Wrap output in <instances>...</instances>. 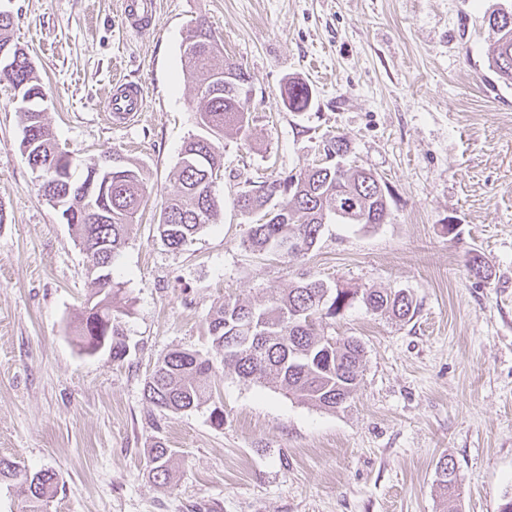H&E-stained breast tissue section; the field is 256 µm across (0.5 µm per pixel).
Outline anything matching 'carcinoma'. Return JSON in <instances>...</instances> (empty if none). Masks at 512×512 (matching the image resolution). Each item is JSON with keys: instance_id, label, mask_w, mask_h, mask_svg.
<instances>
[{"instance_id": "cac0c4a2", "label": "carcinoma", "mask_w": 512, "mask_h": 512, "mask_svg": "<svg viewBox=\"0 0 512 512\" xmlns=\"http://www.w3.org/2000/svg\"><path fill=\"white\" fill-rule=\"evenodd\" d=\"M488 25L494 40L486 52L488 67L507 87L512 86V19L493 12ZM12 13L0 12V46L18 47L13 40ZM216 38L206 20L197 19L187 30L184 41H200L203 34ZM184 75L195 85L201 102L199 122L207 135L188 139L181 151L179 168L168 194L156 232L160 241L179 250L213 223L221 202L210 196V188L224 168L223 145L219 136L224 129L246 132L249 116L245 112L250 86L243 83L247 71L242 65L202 47L191 56H181ZM220 70L235 80L224 83V93L210 95L203 91L211 72ZM14 86L24 85L39 96L44 89L34 75L31 58L25 50L15 57V69L0 75ZM285 105L292 112H304L312 103V91L303 82L290 81L281 91ZM20 148L30 163L46 172L53 167L70 168L71 184L87 183L94 165L79 169V159L61 152L46 117L37 122L35 131L22 138ZM348 145L333 137L322 143L321 160L313 167L283 179L250 182V197H237L239 210L258 214L262 222L251 225L248 246L260 254L298 257L307 254L319 239L326 224H386L389 220L388 187L365 175L357 167L336 168V154ZM146 169L139 161L121 158V169L112 173V185L94 197L96 208L107 221L96 224L82 198L72 194L67 199L71 211L68 226L81 250L103 252L107 266L94 272L99 298L90 302L72 322L75 345L89 352L94 333L106 337L112 360H123L129 346L122 328L124 310L114 298L120 291L112 278L114 257L134 226L145 205ZM325 283L301 279L287 292L258 306L240 299H228L208 321L207 332L212 349L220 362L240 379L262 382L274 376L286 394L319 409L343 408L360 382L364 357L361 342L353 337L338 339L325 332L328 321L336 318L361 296L367 308L396 318L416 311L409 291L368 289L363 293L350 288L332 289L323 300ZM214 358L192 350H173L155 366L144 386V397L161 413L177 414L199 409L212 399ZM170 449L162 441L151 448L154 479L168 482ZM438 474L444 490L455 492L457 475L453 460L439 461ZM6 483L27 503L28 512H44V505L57 488V475L51 469L30 471L18 462L0 457V483Z\"/></svg>"}]
</instances>
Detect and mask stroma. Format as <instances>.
Wrapping results in <instances>:
<instances>
[{"label":"stroma","mask_w":512,"mask_h":512,"mask_svg":"<svg viewBox=\"0 0 512 512\" xmlns=\"http://www.w3.org/2000/svg\"><path fill=\"white\" fill-rule=\"evenodd\" d=\"M512 0H161L132 35L118 0H11L60 150L89 162L117 151L144 163L148 203L112 267L129 353L81 354L69 323L96 286L20 150L17 93L0 82V456L49 468L47 512H501L512 499V88L495 81L486 18ZM215 27L248 71L247 135L224 132V207L182 250L156 238L199 101L180 45ZM142 84L147 112L104 121L113 74ZM291 80L313 91L289 111ZM347 140L349 163L388 185L391 219L327 224L298 258L247 248L234 205L246 179L283 178ZM455 232H447V225ZM481 257L487 277L468 261ZM408 290L392 319L354 302L329 332L361 341L362 380L345 407L286 396L217 368L209 407L163 416L144 398L175 348L210 351L207 320L226 298L265 301L301 278ZM172 450L170 481L150 446ZM456 466L457 494L437 485ZM170 449L167 448L163 441H155L151 448V462L154 465L151 469L155 480L163 478V483H167L170 479V471L168 468V455Z\"/></svg>","instance_id":"35a3bbf8"}]
</instances>
